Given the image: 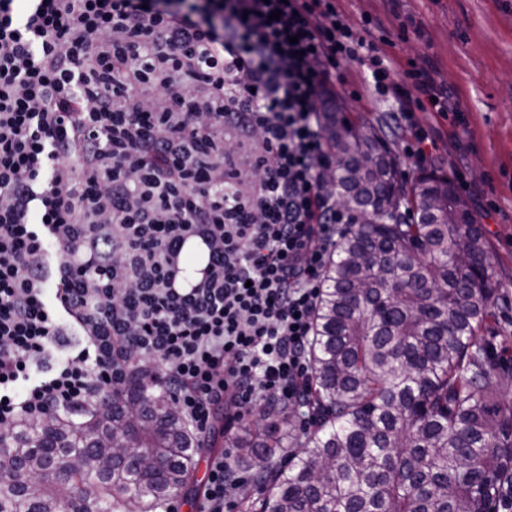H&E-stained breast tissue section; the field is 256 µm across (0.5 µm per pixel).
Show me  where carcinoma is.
Listing matches in <instances>:
<instances>
[{
  "instance_id": "cac0c4a2",
  "label": "carcinoma",
  "mask_w": 512,
  "mask_h": 512,
  "mask_svg": "<svg viewBox=\"0 0 512 512\" xmlns=\"http://www.w3.org/2000/svg\"><path fill=\"white\" fill-rule=\"evenodd\" d=\"M331 189L362 219L329 259L311 348L308 429L291 409L234 440L264 496L246 512H496L512 483V403L481 332L495 255L451 179L399 173L362 116L323 113ZM296 448L288 465L277 449ZM199 443L174 398L132 380L81 420L21 419L0 448V512H155L193 475Z\"/></svg>"
}]
</instances>
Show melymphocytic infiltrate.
<instances>
[{
	"label": "lymphocytic infiltrate",
	"instance_id": "f902f5d3",
	"mask_svg": "<svg viewBox=\"0 0 512 512\" xmlns=\"http://www.w3.org/2000/svg\"><path fill=\"white\" fill-rule=\"evenodd\" d=\"M380 27L337 0H0V429L134 376L205 443L304 402L351 220L321 112L359 80L412 165L437 148L419 113L463 117ZM237 485L210 455L192 512Z\"/></svg>",
	"mask_w": 512,
	"mask_h": 512
}]
</instances>
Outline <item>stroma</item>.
I'll return each instance as SVG.
<instances>
[{"instance_id":"stroma-1","label":"stroma","mask_w":512,"mask_h":512,"mask_svg":"<svg viewBox=\"0 0 512 512\" xmlns=\"http://www.w3.org/2000/svg\"><path fill=\"white\" fill-rule=\"evenodd\" d=\"M351 17L368 12L384 26L386 50L399 58H431L445 82L457 93L464 120L452 125L430 113L444 136L424 164L454 174L464 160L468 177L497 208L473 207L496 252L499 281L495 316L483 330L484 344L498 375L508 380L512 400V0H338ZM412 21L420 36H403Z\"/></svg>"}]
</instances>
